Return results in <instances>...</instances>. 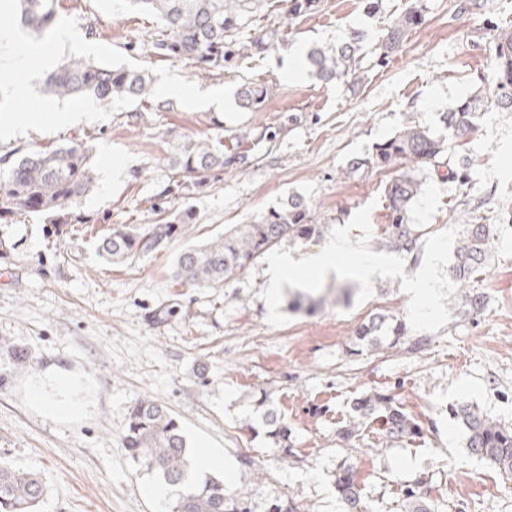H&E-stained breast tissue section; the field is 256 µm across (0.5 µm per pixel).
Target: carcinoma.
<instances>
[{
  "instance_id": "carcinoma-1",
  "label": "carcinoma",
  "mask_w": 512,
  "mask_h": 512,
  "mask_svg": "<svg viewBox=\"0 0 512 512\" xmlns=\"http://www.w3.org/2000/svg\"><path fill=\"white\" fill-rule=\"evenodd\" d=\"M129 5L151 14L158 23L152 38L154 53L193 61L207 71H220L235 57L269 50L280 30H261L243 40L241 29L261 0H128ZM56 0H19L23 24L36 33L47 29L55 17ZM281 23L292 25L301 17L318 13L323 0H278ZM424 0H406L405 8L381 29L377 37V55L383 65L402 46L407 35L420 26L425 17ZM489 51L491 76L481 82L493 86V102L512 110V24L491 26ZM365 33L354 29L336 47H313L306 54L310 72L325 84H337L347 90L364 83L363 43ZM153 81L149 73L126 67H106L96 62L73 59L50 73L45 94L65 99L86 93L102 103L119 96L136 100L151 97ZM268 84H243L238 104L243 110L259 107L272 92ZM487 94L477 89L454 103L445 113V126L454 143L436 136L428 128L406 121L389 136L376 142L368 154L354 157L344 170L347 178L363 177L376 170L393 173L383 195L387 224L383 243L396 252H413L421 237L410 223V212L422 194L423 182L415 171L437 167L440 159L452 154V146L479 131V118L486 106ZM91 148L84 142L53 149L32 150L18 156L0 178V220L16 213H43L56 230L72 222V211L92 189L94 173ZM236 152L224 151V142L208 138L180 145L172 159L182 179L173 180L165 193L183 200L163 224H118L102 234L97 252L107 262L157 253L195 223L196 213L190 199L195 191L233 165ZM470 163L463 158L446 165L441 180L460 187L471 184ZM313 205L302 195L292 193L279 206L255 216L247 224H238L224 235L208 242L185 247L176 258L175 277L183 285L210 288L234 280L252 263L272 251L283 240L305 241L323 236ZM497 237V225L476 222L462 225L455 262L450 273L469 283L480 276ZM482 305L479 295L464 294L452 309L469 315ZM403 324L385 314H374L360 323L356 343L377 347L395 346L403 334ZM352 415L338 435L351 441L358 437L364 420L374 418L381 424L385 443L412 439L424 433L422 422L411 416L391 394H372L355 398ZM466 433L469 452L512 477V426L493 420L470 405L452 409ZM263 435L281 461L293 458L288 422L273 409L267 411ZM121 444L134 462L147 474L166 486L178 487L177 497L167 505L168 512H256L255 490H230L224 479L207 476L194 481L193 456L187 446L183 426L163 405L150 397L138 400L129 410ZM356 475L342 465L336 477V490L350 512H361L355 489ZM45 494L40 474L14 466L0 457V512H39ZM411 512H431L424 500L421 482L407 490ZM263 512H300L294 502L280 494L264 495Z\"/></svg>"
}]
</instances>
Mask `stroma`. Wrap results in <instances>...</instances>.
<instances>
[{
  "label": "stroma",
  "mask_w": 512,
  "mask_h": 512,
  "mask_svg": "<svg viewBox=\"0 0 512 512\" xmlns=\"http://www.w3.org/2000/svg\"><path fill=\"white\" fill-rule=\"evenodd\" d=\"M427 0L424 23L413 29L387 64L373 55L379 30L404 0H384L369 16L362 0H325L322 11L281 31L274 51L239 60L224 71H204L192 61L154 56L152 15L127 0H57V17L76 20L89 41L116 48L147 67L167 64L207 90L234 82L273 85L274 91L241 126L219 111L190 110L171 102L154 111L143 103L101 122L57 133L31 131L0 143V155L87 142L95 188L62 233L46 216L29 213L0 220V455L40 473L46 493L40 512H165L149 493L153 479L120 442L130 407L144 397L167 407L182 423L190 446L208 443L224 458L219 475L243 488L253 479L242 458L263 470L267 489L293 499L302 512H344L336 494L340 465L358 471L364 512H409L405 489L422 482L433 512H512V480L469 453L466 432L450 409L469 404L512 425V112H485L472 141L457 155L472 165V190L427 176L410 221L426 234L466 223L463 203L497 225L498 236L482 278L467 285L482 295L477 313L453 316L435 332L406 331L396 347H358L355 328L372 314L405 319L409 296L401 279L373 277L365 302L342 303L331 292L315 314L289 308L288 323L266 322L260 292L267 286L257 260L221 288L181 286L172 278L187 245L248 222L297 192L322 222L351 219L371 206L370 249L380 252L385 222L382 188L390 175L377 171L344 178L355 155L393 133L404 121L447 136L442 114L478 87L487 65L489 25L512 20V0ZM355 28L366 32L367 77L350 92L309 72L286 75L294 46L329 47ZM251 133L242 160L196 192V222L162 251L123 263L97 253L96 236L115 224H155L180 202L162 189L177 173L170 160L186 138ZM122 159L113 178L107 158ZM65 378L71 413L48 412L35 397H55ZM398 394L421 420L422 437L385 445L377 425L359 441L338 431L355 397ZM270 399L291 429L297 461L285 464L266 452L264 437L246 426L260 421Z\"/></svg>",
  "instance_id": "stroma-1"
}]
</instances>
